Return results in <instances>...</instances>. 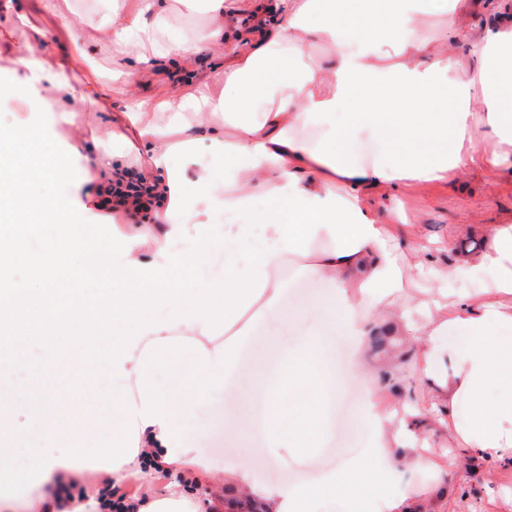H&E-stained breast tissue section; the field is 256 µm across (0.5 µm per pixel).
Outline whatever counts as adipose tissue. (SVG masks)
I'll return each mask as SVG.
<instances>
[{
  "mask_svg": "<svg viewBox=\"0 0 512 512\" xmlns=\"http://www.w3.org/2000/svg\"><path fill=\"white\" fill-rule=\"evenodd\" d=\"M209 0L210 27L199 35L172 37L170 18L157 0H136L132 10L101 16L56 14L67 34V54L28 49L18 57L19 80L35 109L52 105L47 124L33 125L39 139L47 125L68 119V99L96 100L125 76L152 72L158 61L192 63L203 52H224V70L204 75L200 95H173L158 102L132 100L112 121L110 134L135 139L145 149L146 180L163 197L152 219L139 224L121 245L124 264L111 252L92 250L91 267L111 269L118 279L136 278L137 296L105 294L90 304L73 298L60 263L83 248L84 225L76 212L93 218L124 217L105 186L129 178L123 153L97 138L81 142L85 165L68 174L57 155L41 157L22 170L0 160V184L13 188L21 220L55 225L45 254L27 253L18 237L0 232V306L20 304L8 337L0 342V366L19 361L26 342L52 355L55 372L39 379L83 388L96 378L112 382V431L123 446L112 451V472L154 460L172 470L194 461V451L177 439L185 428L183 393L197 405L222 387L236 357L235 338L248 311L276 308L283 270L298 260L304 274L328 282L332 292L301 313L305 334L284 349L274 371L258 372L267 416L286 423L287 455L310 461L327 427L324 407L335 371L326 337L337 331L355 346L353 362L367 379L360 416L369 425L373 448L320 485L269 488L252 482V460L234 454L224 468L223 495L212 505L236 512L246 501L256 512H311L321 487H328L352 512H411L419 492L413 482L424 469L445 464L408 434L405 410L383 405L378 373L434 381L433 397L448 409V445L466 449L492 470H512V396L490 402L488 389L512 379V222L488 225L482 249L446 267L435 266L433 241L415 235L408 249L378 214L383 195L409 185H428L477 171L512 166V0H452L448 30L440 41L427 37L416 19L418 0ZM487 17L476 25L477 14ZM105 31L115 49L109 67L91 66L78 30ZM335 47L331 65L303 75L309 42ZM91 77L74 84L76 65ZM469 71L458 80L459 71ZM193 109L196 125L175 120L161 126L152 112ZM314 125L315 138L298 136ZM233 168L221 184L200 176L204 192L187 190L171 163L197 138ZM49 176L72 187L73 196L29 197V182ZM263 211H256L257 201ZM256 214V224L198 222L200 213ZM179 244L188 260L223 262V278L203 283L191 297L168 286L170 247ZM48 271L39 307L30 304L27 284L9 276L15 264ZM474 281L464 293L442 291L420 298L408 284ZM414 344L419 357L407 364L399 351L381 363L362 350L377 327ZM189 339L186 366L170 373L167 388L156 368L180 352L175 337ZM85 466L66 456L46 461L39 479L42 502H62L61 512H83L60 494L79 486ZM397 481L402 490L386 493ZM196 512L189 493L142 499L104 497L96 512Z\"/></svg>",
  "mask_w": 512,
  "mask_h": 512,
  "instance_id": "ef3b65f1",
  "label": "adipose tissue"
}]
</instances>
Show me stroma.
<instances>
[{"label": "stroma", "mask_w": 512, "mask_h": 512, "mask_svg": "<svg viewBox=\"0 0 512 512\" xmlns=\"http://www.w3.org/2000/svg\"><path fill=\"white\" fill-rule=\"evenodd\" d=\"M47 34L46 47L55 54L68 48L66 34L58 33L52 17L43 10H33L30 23L19 26L0 11V152L14 157L20 164L35 161L40 145L29 139L25 131L31 123L33 107L21 91L14 73L17 57L35 44L36 30ZM193 82L186 73L169 69L158 77L134 78L126 94H114L98 104L80 99L70 100L73 112L71 123L53 127L51 144L63 158L71 173H78L81 159L71 154L70 143L90 136L89 117H96L101 129H108L111 114L124 111L129 99H163L172 89L192 90ZM512 216V172L482 171L462 176L459 182H442L424 187L401 190L394 212L383 214L386 224H411L422 236L437 242L451 241L452 248L439 252V265L453 263L465 252L474 250L484 240L483 229L489 224L502 223ZM472 225L471 233L454 236L456 225ZM331 286L309 279L301 269H289L285 278L278 308L270 313L255 315L239 347L240 356L246 357L247 370L258 367H275L280 357L278 337L295 338L302 331L297 317L303 306L314 303L329 294ZM380 398L389 402L399 399L413 407L410 427L424 440L431 455L446 460L448 468L442 479L448 494L437 499L435 512H512L506 503V492L512 491V472L493 471L481 461L466 455L462 449L448 445V432L438 424V417L431 409L432 385L420 377L401 378L387 373L378 380ZM224 407L223 392L207 396L201 408L187 411L188 429L182 433L181 442L194 448L204 465L186 475L176 473L159 476L148 469L124 471L121 482L112 480V435L100 428L99 423L109 415L105 402L96 401L80 410L85 434L82 439L56 438L39 435L34 431L37 420L53 416L50 403L37 399H20L12 413L11 426L15 464L0 475V495L10 492L26 501L25 512H42L40 489L36 476L47 457L76 453L85 457L93 472L84 485L89 493L100 489L141 495L153 492L169 495L173 486L189 481L196 500L204 502L214 480L230 461L234 451H241L253 459L252 479L263 485L284 486L317 482L324 474L351 461L372 445L369 427L360 419L357 407L346 405L344 398L331 399L327 405L330 428L317 450L319 461L309 466L295 461L272 460L269 450L276 429L268 423L262 400L252 404L255 426L244 436L225 431L217 421Z\"/></svg>", "instance_id": "stroma-1"}]
</instances>
